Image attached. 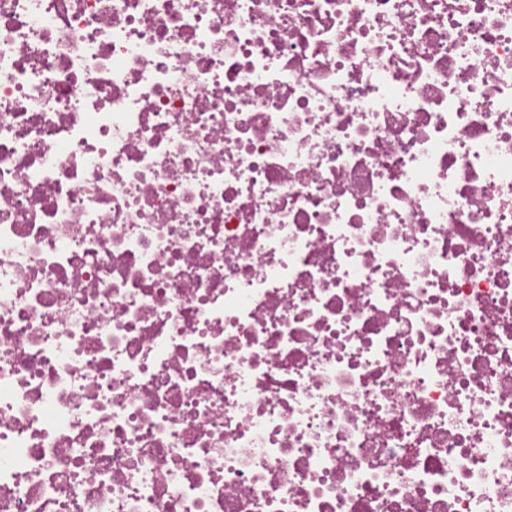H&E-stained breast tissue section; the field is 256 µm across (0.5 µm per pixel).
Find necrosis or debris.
Masks as SVG:
<instances>
[{
    "label": "necrosis or debris",
    "instance_id": "1",
    "mask_svg": "<svg viewBox=\"0 0 512 512\" xmlns=\"http://www.w3.org/2000/svg\"><path fill=\"white\" fill-rule=\"evenodd\" d=\"M0 512H512V0H0Z\"/></svg>",
    "mask_w": 512,
    "mask_h": 512
}]
</instances>
